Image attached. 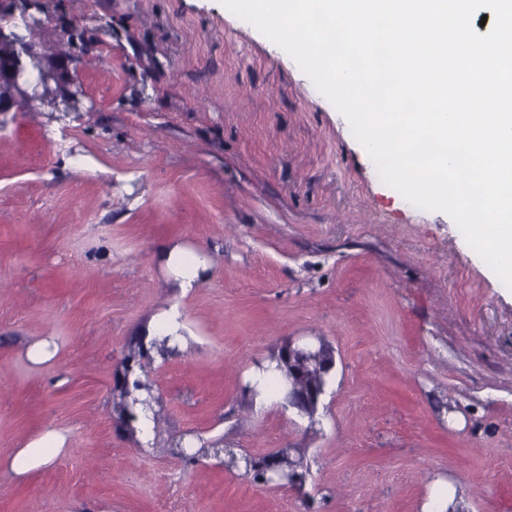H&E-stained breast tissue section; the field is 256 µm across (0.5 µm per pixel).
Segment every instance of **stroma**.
<instances>
[{
  "mask_svg": "<svg viewBox=\"0 0 512 512\" xmlns=\"http://www.w3.org/2000/svg\"><path fill=\"white\" fill-rule=\"evenodd\" d=\"M31 36L79 110L0 127V512H512V288L452 218L385 184L297 63L220 0H36ZM208 257L187 297L157 253ZM187 345L141 359L160 403L136 449L112 389L172 303ZM322 337L334 378L308 425L255 412L254 361ZM47 341L53 353L32 361ZM60 449L15 474L46 433ZM260 458L302 449L303 488L263 485L181 437Z\"/></svg>",
  "mask_w": 512,
  "mask_h": 512,
  "instance_id": "stroma-1",
  "label": "stroma"
}]
</instances>
